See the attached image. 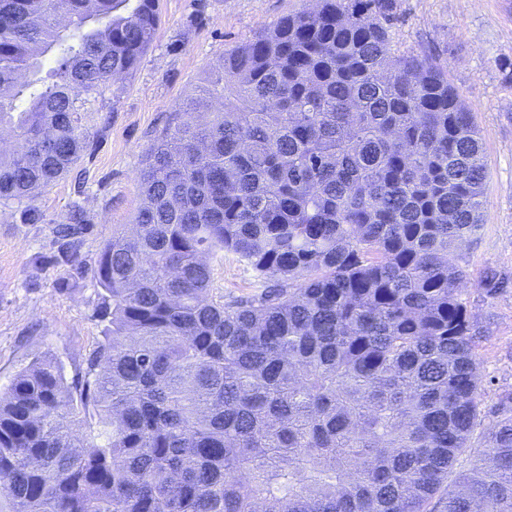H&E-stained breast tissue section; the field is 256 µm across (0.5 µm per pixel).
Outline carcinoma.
<instances>
[{"mask_svg":"<svg viewBox=\"0 0 512 512\" xmlns=\"http://www.w3.org/2000/svg\"><path fill=\"white\" fill-rule=\"evenodd\" d=\"M159 3L0 0L1 201L88 151ZM396 18L317 0L225 51L147 156L133 224L75 265L112 335L83 378L43 359L0 393V512H512V393L485 405L458 261L487 161L437 58L392 48ZM220 253L263 290L212 287Z\"/></svg>","mask_w":512,"mask_h":512,"instance_id":"obj_1","label":"carcinoma"}]
</instances>
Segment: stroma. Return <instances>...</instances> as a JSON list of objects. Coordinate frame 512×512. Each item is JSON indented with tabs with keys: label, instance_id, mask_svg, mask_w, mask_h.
<instances>
[{
	"label": "stroma",
	"instance_id": "1",
	"mask_svg": "<svg viewBox=\"0 0 512 512\" xmlns=\"http://www.w3.org/2000/svg\"><path fill=\"white\" fill-rule=\"evenodd\" d=\"M315 0H161L156 38L138 69L113 84L88 129L89 150L76 168L43 190L34 204L44 219L20 220L21 204L0 201V390L33 362L59 361L67 379L84 375L111 325L99 314L100 288L71 278L54 229L82 206L87 230L79 259L93 265L113 230L130 223L143 201L139 180L150 149L178 122L190 99L217 74L225 50L273 28ZM392 46L432 52L475 114L489 177L482 225L459 252L471 275L494 266L512 273V0H399ZM214 285L234 296L261 283L235 255L213 259ZM487 328L479 344L486 403L512 390V291L483 298L465 290Z\"/></svg>",
	"mask_w": 512,
	"mask_h": 512
}]
</instances>
